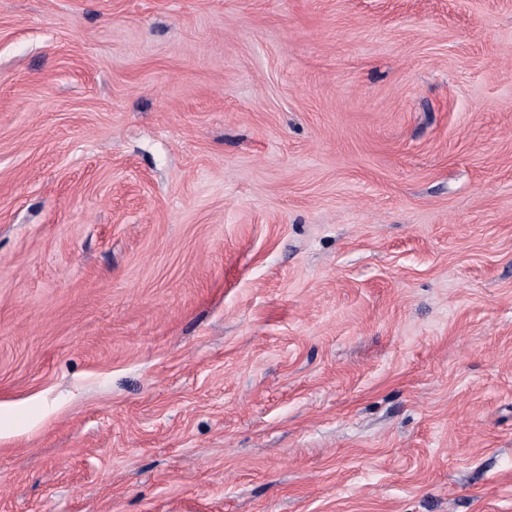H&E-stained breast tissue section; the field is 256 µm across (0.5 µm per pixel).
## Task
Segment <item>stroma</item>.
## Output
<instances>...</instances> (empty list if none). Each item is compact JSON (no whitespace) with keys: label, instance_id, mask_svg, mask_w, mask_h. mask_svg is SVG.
I'll return each instance as SVG.
<instances>
[{"label":"stroma","instance_id":"1","mask_svg":"<svg viewBox=\"0 0 512 512\" xmlns=\"http://www.w3.org/2000/svg\"><path fill=\"white\" fill-rule=\"evenodd\" d=\"M0 512H512V0H0Z\"/></svg>","mask_w":512,"mask_h":512}]
</instances>
